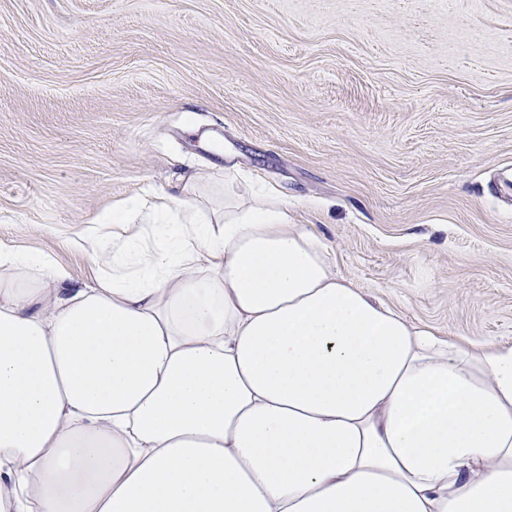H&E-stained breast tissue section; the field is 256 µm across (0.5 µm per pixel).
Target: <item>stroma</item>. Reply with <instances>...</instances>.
I'll return each mask as SVG.
<instances>
[{
    "label": "stroma",
    "mask_w": 512,
    "mask_h": 512,
    "mask_svg": "<svg viewBox=\"0 0 512 512\" xmlns=\"http://www.w3.org/2000/svg\"><path fill=\"white\" fill-rule=\"evenodd\" d=\"M276 184L339 275L512 343V0H0V243L96 274L95 219Z\"/></svg>",
    "instance_id": "obj_1"
}]
</instances>
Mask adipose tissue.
<instances>
[{
	"mask_svg": "<svg viewBox=\"0 0 512 512\" xmlns=\"http://www.w3.org/2000/svg\"><path fill=\"white\" fill-rule=\"evenodd\" d=\"M98 221L78 284L0 245V506L512 512L511 344L372 300L240 171Z\"/></svg>",
	"mask_w": 512,
	"mask_h": 512,
	"instance_id": "obj_1",
	"label": "adipose tissue"
}]
</instances>
